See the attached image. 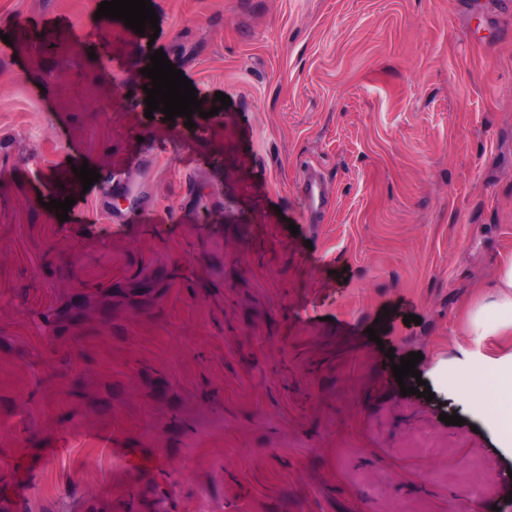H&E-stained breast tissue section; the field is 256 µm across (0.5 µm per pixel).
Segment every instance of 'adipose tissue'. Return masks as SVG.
I'll return each mask as SVG.
<instances>
[{
  "label": "adipose tissue",
  "instance_id": "adipose-tissue-1",
  "mask_svg": "<svg viewBox=\"0 0 512 512\" xmlns=\"http://www.w3.org/2000/svg\"><path fill=\"white\" fill-rule=\"evenodd\" d=\"M491 293L477 299L465 318L471 347L459 348L443 372L450 389L473 397L478 409L496 427L502 447L512 450V351L485 353L494 339H512V258L495 269Z\"/></svg>",
  "mask_w": 512,
  "mask_h": 512
}]
</instances>
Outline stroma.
I'll return each mask as SVG.
<instances>
[{
    "mask_svg": "<svg viewBox=\"0 0 512 512\" xmlns=\"http://www.w3.org/2000/svg\"><path fill=\"white\" fill-rule=\"evenodd\" d=\"M101 2L0 0V512H512V451L436 373L512 256V0H151L154 40ZM156 49L194 127L145 116ZM118 178L155 223L108 220ZM114 288L158 297L41 320ZM298 192L309 223L330 208L332 197L327 191L325 179L314 167L307 165L299 180Z\"/></svg>",
    "mask_w": 512,
    "mask_h": 512,
    "instance_id": "35a3bbf8",
    "label": "stroma"
}]
</instances>
